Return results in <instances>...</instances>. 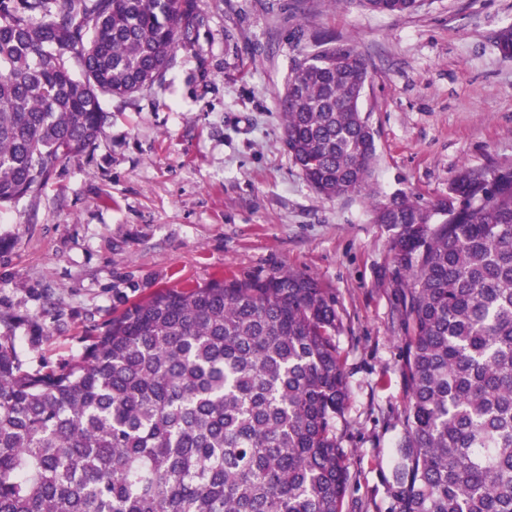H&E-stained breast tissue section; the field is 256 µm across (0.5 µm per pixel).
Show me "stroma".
Segmentation results:
<instances>
[{"mask_svg":"<svg viewBox=\"0 0 512 512\" xmlns=\"http://www.w3.org/2000/svg\"><path fill=\"white\" fill-rule=\"evenodd\" d=\"M201 23L161 84L102 98L96 144L38 197L0 209V336L25 369L76 362L113 311L161 288L283 270L336 299L352 453L343 512H396L393 449L410 333L394 260L401 233L374 201L426 207L462 170L512 167V0H425L410 15L351 0H195ZM354 46L376 133L373 197L318 196L289 159L278 94L296 27Z\"/></svg>","mask_w":512,"mask_h":512,"instance_id":"35a3bbf8","label":"stroma"}]
</instances>
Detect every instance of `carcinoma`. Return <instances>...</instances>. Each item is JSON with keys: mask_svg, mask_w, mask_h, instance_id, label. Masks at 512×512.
<instances>
[{"mask_svg": "<svg viewBox=\"0 0 512 512\" xmlns=\"http://www.w3.org/2000/svg\"><path fill=\"white\" fill-rule=\"evenodd\" d=\"M198 24L194 0H0V207L95 143L101 98L161 83ZM294 40L288 155L325 199L367 193V63L301 27ZM374 208L403 227L411 328L398 512H512V168L460 172L433 209L405 192ZM341 329L335 299L288 271L160 289L58 371L23 369L0 336V512H343Z\"/></svg>", "mask_w": 512, "mask_h": 512, "instance_id": "cac0c4a2", "label": "carcinoma"}]
</instances>
